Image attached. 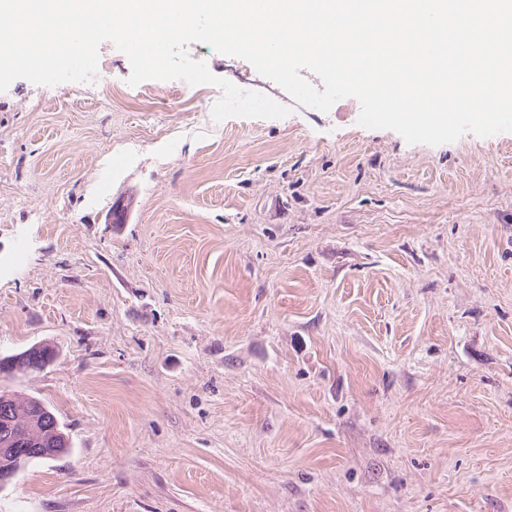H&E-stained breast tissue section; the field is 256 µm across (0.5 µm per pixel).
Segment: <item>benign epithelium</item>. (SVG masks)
<instances>
[{"instance_id": "obj_1", "label": "benign epithelium", "mask_w": 512, "mask_h": 512, "mask_svg": "<svg viewBox=\"0 0 512 512\" xmlns=\"http://www.w3.org/2000/svg\"><path fill=\"white\" fill-rule=\"evenodd\" d=\"M39 350L34 347L29 351L11 355L0 360L14 373L30 369L29 359ZM3 400L24 401L25 410L6 409L0 415V491L4 490L21 467L34 458H53L48 447L56 444L65 445V434L58 419L49 411L43 401L33 396H26L15 391L0 392Z\"/></svg>"}]
</instances>
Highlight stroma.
I'll return each mask as SVG.
<instances>
[{
    "label": "stroma",
    "instance_id": "obj_1",
    "mask_svg": "<svg viewBox=\"0 0 512 512\" xmlns=\"http://www.w3.org/2000/svg\"><path fill=\"white\" fill-rule=\"evenodd\" d=\"M217 87L0 93V374L69 451L0 512H512V132L431 146ZM120 203L121 223L109 221Z\"/></svg>",
    "mask_w": 512,
    "mask_h": 512
}]
</instances>
